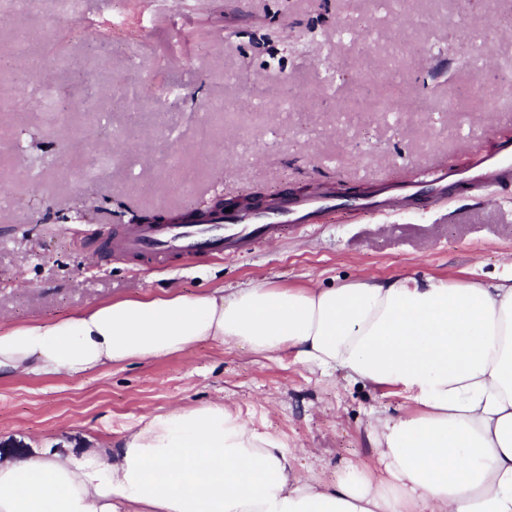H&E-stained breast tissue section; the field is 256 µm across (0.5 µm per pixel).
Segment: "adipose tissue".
<instances>
[{
    "mask_svg": "<svg viewBox=\"0 0 512 512\" xmlns=\"http://www.w3.org/2000/svg\"><path fill=\"white\" fill-rule=\"evenodd\" d=\"M205 341L400 389L416 409L375 425L383 474L296 476L276 439L213 402L142 418L114 450L0 462V512H512V274L172 292L1 321L0 376L78 377Z\"/></svg>",
    "mask_w": 512,
    "mask_h": 512,
    "instance_id": "1",
    "label": "adipose tissue"
}]
</instances>
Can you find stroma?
I'll list each match as a JSON object with an SVG mask.
<instances>
[{
	"mask_svg": "<svg viewBox=\"0 0 512 512\" xmlns=\"http://www.w3.org/2000/svg\"><path fill=\"white\" fill-rule=\"evenodd\" d=\"M14 46L0 69V319L173 290L512 270V181L430 207L347 202L228 259L104 250L219 198L425 185L512 137V0H0V50ZM201 402L324 483L377 469V417L414 408L290 353L202 342L85 377L1 378L0 460L115 448L141 417Z\"/></svg>",
	"mask_w": 512,
	"mask_h": 512,
	"instance_id": "stroma-1",
	"label": "stroma"
}]
</instances>
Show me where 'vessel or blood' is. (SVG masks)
I'll list each match as a JSON object with an SVG mask.
<instances>
[{
  "instance_id": "vessel-or-blood-1",
  "label": "vessel or blood",
  "mask_w": 512,
  "mask_h": 512,
  "mask_svg": "<svg viewBox=\"0 0 512 512\" xmlns=\"http://www.w3.org/2000/svg\"><path fill=\"white\" fill-rule=\"evenodd\" d=\"M512 179V149L485 157L477 168L454 173L440 172L432 185V197H439L449 183L479 185L488 179ZM333 208L330 197L316 195L301 200H284L274 213L241 211L216 213L200 224H144L132 233L114 239V251L160 263L171 254L186 257L199 254L227 256L244 253L271 240L283 226L311 224Z\"/></svg>"
}]
</instances>
